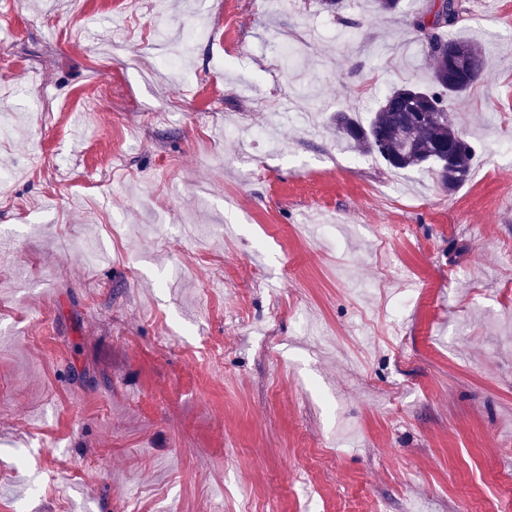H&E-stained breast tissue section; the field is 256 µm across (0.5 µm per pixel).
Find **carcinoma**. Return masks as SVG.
Here are the masks:
<instances>
[{
    "instance_id": "obj_1",
    "label": "carcinoma",
    "mask_w": 512,
    "mask_h": 512,
    "mask_svg": "<svg viewBox=\"0 0 512 512\" xmlns=\"http://www.w3.org/2000/svg\"><path fill=\"white\" fill-rule=\"evenodd\" d=\"M459 20L457 0H444L431 21L425 13L411 14V23L421 34L430 23L440 28L436 43L428 46L432 59L430 86L406 83L392 87L366 123L347 112L334 117L341 138L379 155L396 170L429 166L450 193L468 182L474 153L467 136L454 124L452 106L488 67L481 46L446 37L445 30Z\"/></svg>"
}]
</instances>
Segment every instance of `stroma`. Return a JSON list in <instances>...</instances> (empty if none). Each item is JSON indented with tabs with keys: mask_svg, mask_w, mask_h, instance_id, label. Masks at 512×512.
I'll list each match as a JSON object with an SVG mask.
<instances>
[{
	"mask_svg": "<svg viewBox=\"0 0 512 512\" xmlns=\"http://www.w3.org/2000/svg\"><path fill=\"white\" fill-rule=\"evenodd\" d=\"M458 4L450 193L331 126L428 84L408 15L0 0V512H512V0Z\"/></svg>",
	"mask_w": 512,
	"mask_h": 512,
	"instance_id": "1",
	"label": "stroma"
}]
</instances>
